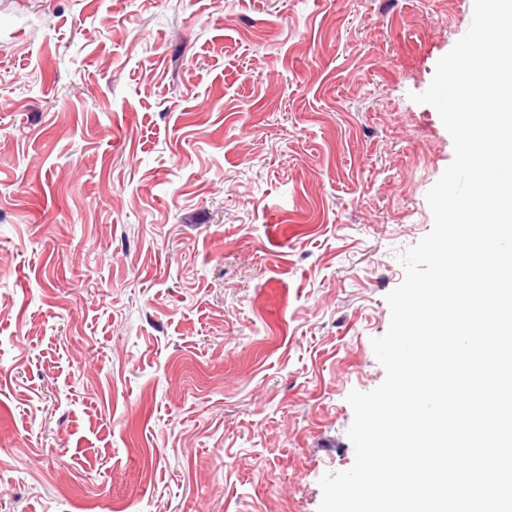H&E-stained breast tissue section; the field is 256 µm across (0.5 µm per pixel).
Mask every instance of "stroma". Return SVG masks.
Segmentation results:
<instances>
[{"mask_svg": "<svg viewBox=\"0 0 512 512\" xmlns=\"http://www.w3.org/2000/svg\"><path fill=\"white\" fill-rule=\"evenodd\" d=\"M472 13L0 0V512H318Z\"/></svg>", "mask_w": 512, "mask_h": 512, "instance_id": "obj_1", "label": "stroma"}]
</instances>
